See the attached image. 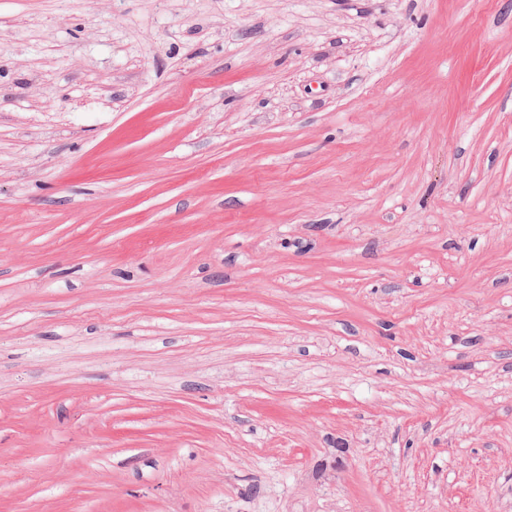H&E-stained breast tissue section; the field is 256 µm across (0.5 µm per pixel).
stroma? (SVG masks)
<instances>
[{
    "mask_svg": "<svg viewBox=\"0 0 512 512\" xmlns=\"http://www.w3.org/2000/svg\"><path fill=\"white\" fill-rule=\"evenodd\" d=\"M0 512H512V0H0Z\"/></svg>",
    "mask_w": 512,
    "mask_h": 512,
    "instance_id": "1",
    "label": "stroma"
}]
</instances>
